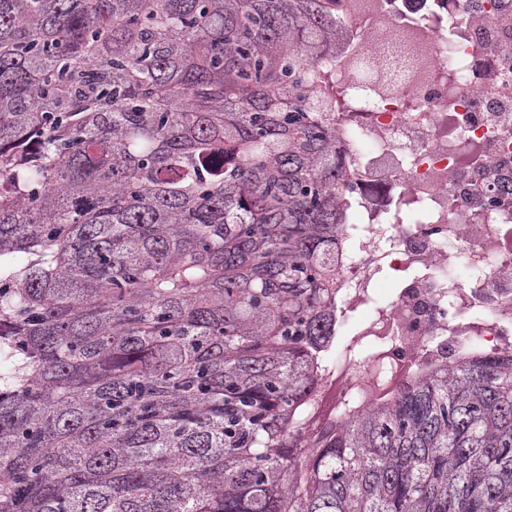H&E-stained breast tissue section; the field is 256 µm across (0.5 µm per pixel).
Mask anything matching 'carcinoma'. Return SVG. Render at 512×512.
<instances>
[{
    "label": "carcinoma",
    "instance_id": "obj_1",
    "mask_svg": "<svg viewBox=\"0 0 512 512\" xmlns=\"http://www.w3.org/2000/svg\"><path fill=\"white\" fill-rule=\"evenodd\" d=\"M338 41L336 0H0V512H512V355L308 429Z\"/></svg>",
    "mask_w": 512,
    "mask_h": 512
}]
</instances>
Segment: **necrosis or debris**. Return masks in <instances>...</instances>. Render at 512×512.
<instances>
[{
  "mask_svg": "<svg viewBox=\"0 0 512 512\" xmlns=\"http://www.w3.org/2000/svg\"><path fill=\"white\" fill-rule=\"evenodd\" d=\"M318 71L359 194L341 311L369 312L388 368L320 361L316 415L342 423L472 347L512 353V0H337ZM398 282L382 305L379 274Z\"/></svg>",
  "mask_w": 512,
  "mask_h": 512,
  "instance_id": "necrosis-or-debris-1",
  "label": "necrosis or debris"
}]
</instances>
